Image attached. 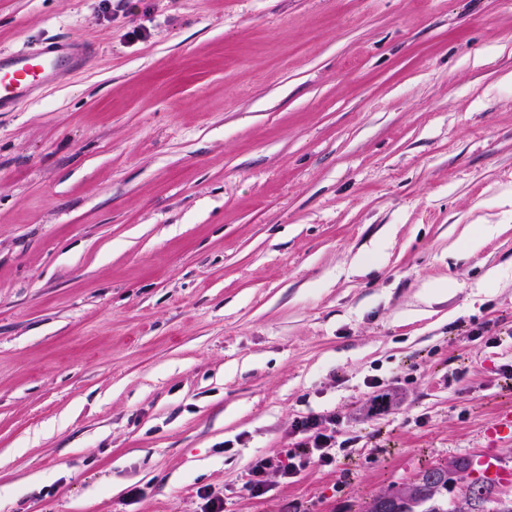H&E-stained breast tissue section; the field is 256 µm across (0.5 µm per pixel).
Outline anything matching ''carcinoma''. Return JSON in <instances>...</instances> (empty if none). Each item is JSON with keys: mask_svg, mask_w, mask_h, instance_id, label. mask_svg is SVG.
Returning a JSON list of instances; mask_svg holds the SVG:
<instances>
[{"mask_svg": "<svg viewBox=\"0 0 512 512\" xmlns=\"http://www.w3.org/2000/svg\"><path fill=\"white\" fill-rule=\"evenodd\" d=\"M417 472L395 489L373 497L361 512H512V495L473 476V459L452 458Z\"/></svg>", "mask_w": 512, "mask_h": 512, "instance_id": "carcinoma-1", "label": "carcinoma"}]
</instances>
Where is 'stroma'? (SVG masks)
<instances>
[{"instance_id":"35a3bbf8","label":"stroma","mask_w":512,"mask_h":512,"mask_svg":"<svg viewBox=\"0 0 512 512\" xmlns=\"http://www.w3.org/2000/svg\"><path fill=\"white\" fill-rule=\"evenodd\" d=\"M76 38L91 66L0 112V512H360L480 456L512 0H0V50ZM327 410L356 453L249 496ZM366 386L372 390L373 408L376 411L389 410L392 395L398 392L400 389L398 387L385 385L375 378L368 379L366 381Z\"/></svg>"}]
</instances>
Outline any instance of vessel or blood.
<instances>
[{
    "instance_id": "1",
    "label": "vessel or blood",
    "mask_w": 512,
    "mask_h": 512,
    "mask_svg": "<svg viewBox=\"0 0 512 512\" xmlns=\"http://www.w3.org/2000/svg\"><path fill=\"white\" fill-rule=\"evenodd\" d=\"M95 54L96 48L90 42L68 44L57 40L0 51V112L15 111L49 84L89 66ZM479 465L494 482L512 481V469L501 463L495 450L485 451Z\"/></svg>"
}]
</instances>
